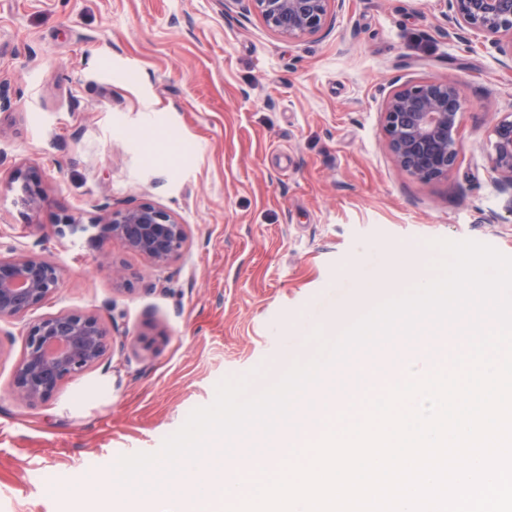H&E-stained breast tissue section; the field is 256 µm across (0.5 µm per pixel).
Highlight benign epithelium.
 Listing matches in <instances>:
<instances>
[{"label": "benign epithelium", "instance_id": "1", "mask_svg": "<svg viewBox=\"0 0 512 512\" xmlns=\"http://www.w3.org/2000/svg\"><path fill=\"white\" fill-rule=\"evenodd\" d=\"M264 23L277 34L298 39L327 26L334 0H253ZM450 23L488 36L508 37L512 55V0H449ZM459 85L425 81L409 83L388 97L382 112L387 146L400 170L420 180L448 173L460 149ZM489 155L494 184L512 189V114L493 127ZM20 204L36 210L40 191L22 185ZM100 223L108 239L117 240L143 257L156 271L185 253L188 225L163 209L142 204L114 209L105 204ZM101 266L119 284L126 280L123 265L104 252ZM62 281L58 265L29 252L0 253V320L22 321L24 348L14 373L11 395L18 403L35 405L51 397L67 379L97 364L107 353V332L98 318L81 311H59L27 321L25 317L47 303Z\"/></svg>", "mask_w": 512, "mask_h": 512}]
</instances>
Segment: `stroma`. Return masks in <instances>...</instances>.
I'll list each match as a JSON object with an SVG mask.
<instances>
[{
  "mask_svg": "<svg viewBox=\"0 0 512 512\" xmlns=\"http://www.w3.org/2000/svg\"><path fill=\"white\" fill-rule=\"evenodd\" d=\"M444 0H342L298 40L253 0H0V245L62 269L34 310L100 318L105 357L36 406L10 395L21 325L0 321V512H84L120 457L159 452L224 379L249 394L311 359L310 335L409 289L436 239L512 256V192L488 177L491 130L512 113V57L452 30ZM460 84L461 149L422 181L388 150L382 111L408 83ZM37 183L18 202L16 172ZM151 204L189 230L152 270L98 245V206ZM68 215L85 232L58 237ZM129 274L114 285L99 257Z\"/></svg>",
  "mask_w": 512,
  "mask_h": 512,
  "instance_id": "obj_1",
  "label": "stroma"
}]
</instances>
